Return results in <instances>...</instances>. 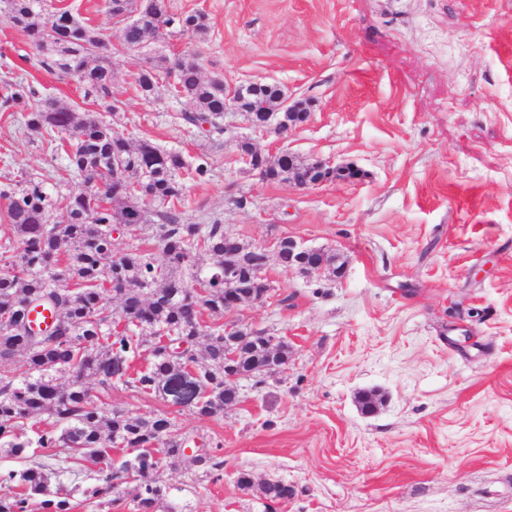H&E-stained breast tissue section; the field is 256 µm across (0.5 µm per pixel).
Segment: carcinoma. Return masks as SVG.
I'll return each instance as SVG.
<instances>
[{"mask_svg":"<svg viewBox=\"0 0 512 512\" xmlns=\"http://www.w3.org/2000/svg\"><path fill=\"white\" fill-rule=\"evenodd\" d=\"M116 17L135 14L122 29L130 49L172 33H204L203 13L172 15L166 0H107ZM0 17L21 31L42 56L41 64L77 77L84 97H112V42L97 26L63 9L48 13L41 0H0ZM169 81L174 96L185 98L192 110L184 120L196 127L219 128L224 119V80L206 78L197 55L174 59L147 58L135 74V88L153 98ZM283 90L268 84L243 107L246 118L275 112ZM0 112H21L28 129L47 134V145L61 158L77 183L60 195L50 174L24 181L11 192L0 190V220L6 222L18 247L3 244L0 252V364L21 359L25 371L16 375L0 369V447L21 459L43 457L87 460L99 466V484L83 491L86 499H103L134 476L137 512H159L170 488L157 480L159 462L146 444L158 442L170 463L179 461L185 440L172 419L128 416L107 409L89 395L87 377L103 392L112 390L114 366L123 362V383L148 395L160 394L162 382L194 366L193 384L201 394L193 411L202 417L224 413V225L183 224L169 205L182 200L179 170L202 180L209 174L204 159L190 163L175 152L147 140L131 143L112 124L111 112H91L55 97H39L29 83L16 82L0 96ZM76 134L65 147V134ZM308 162L295 157L279 160L261 172L271 182L299 181ZM159 206L152 212L149 204ZM157 215L160 224H151ZM125 225L134 234L153 225L158 251L132 249L112 255V228ZM72 252L61 261V247ZM205 251L217 257L208 268L197 266ZM120 304L124 325H113L112 301ZM39 307L53 312L44 335H29V313ZM212 319L203 333V316ZM179 345L164 344L162 334ZM208 336L206 364H199L194 345ZM152 352L149 366L133 372V362ZM45 415L47 419L38 421ZM31 425V434L24 432ZM123 450V461L112 462V448ZM49 465L0 471V512H72L69 495L49 490ZM263 496L286 501L294 495L283 483L264 485Z\"/></svg>","mask_w":512,"mask_h":512,"instance_id":"carcinoma-1","label":"carcinoma"}]
</instances>
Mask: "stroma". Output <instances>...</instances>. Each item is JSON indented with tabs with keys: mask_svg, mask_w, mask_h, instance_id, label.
Masks as SVG:
<instances>
[{
	"mask_svg": "<svg viewBox=\"0 0 512 512\" xmlns=\"http://www.w3.org/2000/svg\"><path fill=\"white\" fill-rule=\"evenodd\" d=\"M112 41L113 124L187 161L174 209L185 224L220 221L254 245L290 236L335 254L342 279L270 263L274 291L233 320L287 341L286 369L239 381V402L207 418L123 383L92 398L132 417L165 413L223 460L203 477L191 457L157 472L177 512H512V0H167L199 11L205 35L173 33L126 48L106 0H55ZM197 54L205 76L274 82L311 117L287 139L226 110L221 132L182 115L160 87L142 99L133 76L148 56ZM36 51L0 21V88L104 112L75 77L33 67ZM287 151L363 172L356 182L297 189L243 172L237 145ZM49 173L73 184L21 113H0V188ZM246 205H239V198ZM378 393L371 414L361 393ZM51 491L73 512H98L81 491L96 468L55 463ZM249 473L250 489L237 485ZM295 494L268 505L263 483Z\"/></svg>",
	"mask_w": 512,
	"mask_h": 512,
	"instance_id": "1",
	"label": "stroma"
}]
</instances>
